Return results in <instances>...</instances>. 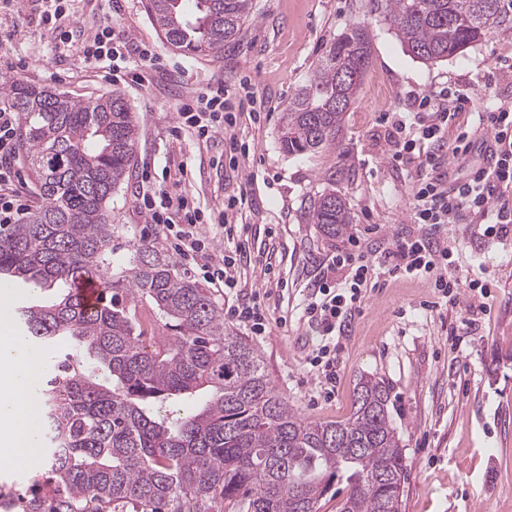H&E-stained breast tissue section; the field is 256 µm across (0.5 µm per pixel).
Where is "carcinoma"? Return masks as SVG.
Masks as SVG:
<instances>
[{
    "instance_id": "cac0c4a2",
    "label": "carcinoma",
    "mask_w": 512,
    "mask_h": 512,
    "mask_svg": "<svg viewBox=\"0 0 512 512\" xmlns=\"http://www.w3.org/2000/svg\"><path fill=\"white\" fill-rule=\"evenodd\" d=\"M406 51L445 60L488 32L512 30L502 0H369ZM167 43L221 51L240 34L252 0H149ZM357 24L326 46L282 114L284 151L336 144L369 63ZM22 123L28 168L43 205L22 224L0 225V277L56 290L20 309L32 341L64 358L42 382L41 452L50 491L26 512H319L331 486L339 512H401L406 458L377 379L356 385L344 421L307 422L277 394L261 354L224 324L208 289L144 239L112 274V192L130 177L139 125L119 93L80 101L0 75ZM307 220L328 237L352 223L336 190L310 203ZM98 279L99 304L73 291ZM205 392L195 409L159 417L154 407Z\"/></svg>"
}]
</instances>
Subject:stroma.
I'll return each instance as SVG.
<instances>
[{
  "mask_svg": "<svg viewBox=\"0 0 512 512\" xmlns=\"http://www.w3.org/2000/svg\"><path fill=\"white\" fill-rule=\"evenodd\" d=\"M40 10L38 0H0V73L81 100L119 92L139 124L133 177L112 194V215L121 226L113 272L127 266L141 236L163 239L161 228L145 224L133 203L142 169L164 191L193 197L207 213L246 192L237 220L247 229L251 260L240 265V283L244 292L263 294L270 324L262 336L241 326L236 332L261 354L275 391L307 420L342 421L353 412L358 380L375 377L389 393V414L406 457L401 512H512V239L480 235L472 224L448 227L449 275L493 285L491 311L477 314L475 326L466 323L469 290H462L457 307H430L434 274L368 289L338 356L333 394L305 370L315 337L302 319L320 263L347 242L307 223L310 200L336 190L350 209L351 234L373 250L413 231L419 165L391 164L390 128L382 116L401 111L408 92L467 87L497 57L512 55V32L487 34L456 56L426 64L404 50L390 22L371 15L368 0H253L238 39L201 55L166 43L147 0H124L113 28L145 41L164 65L141 88L86 76L76 56L55 54L58 31L41 25ZM354 24L366 27L371 55L335 146L285 153L283 112L325 45ZM217 83L253 100L236 128L249 147L246 164L258 175L247 187L216 165L223 137L202 142L171 133L185 87ZM452 328L459 344L448 339Z\"/></svg>",
  "mask_w": 512,
  "mask_h": 512,
  "instance_id": "35a3bbf8",
  "label": "stroma"
}]
</instances>
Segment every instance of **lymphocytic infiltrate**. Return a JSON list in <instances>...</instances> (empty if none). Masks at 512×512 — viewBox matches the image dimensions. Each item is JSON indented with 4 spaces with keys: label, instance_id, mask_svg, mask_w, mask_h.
I'll list each match as a JSON object with an SVG mask.
<instances>
[{
    "label": "lymphocytic infiltrate",
    "instance_id": "obj_1",
    "mask_svg": "<svg viewBox=\"0 0 512 512\" xmlns=\"http://www.w3.org/2000/svg\"><path fill=\"white\" fill-rule=\"evenodd\" d=\"M81 62L89 73L145 86L159 69L153 50L130 34L115 32L111 16H104L95 28L82 31L78 44ZM472 99L469 89L440 90L438 94L415 93L408 97L405 109L389 112L384 120L391 125L392 159L410 163L417 140L408 138L406 126L415 122L420 139L432 141L433 151L426 155L415 182L411 223L414 233L395 237L379 255H370L367 245L357 236L330 256L319 267L314 290L302 307V316L315 330L319 342L307 356L311 373L321 377L327 387L336 383V355L342 341L350 335L352 324L372 281L380 277L420 276L434 269H447L453 255L442 236L447 225L470 220L481 224L486 234L512 235V102L477 113L474 127L456 125L455 118ZM244 102L231 97L223 85L195 90L181 99L178 122L197 139L224 136V152L232 170H239V156L245 147L235 131L237 113ZM18 113L0 107V224H18L31 210V201L15 169L18 154ZM487 134L494 143L490 167L478 168L463 177L456 188H449L446 168L467 148L473 130ZM147 223L164 226L173 253L185 265L198 270L217 288L235 294L227 317L248 327L254 335H263L269 325L266 306L259 294L238 295L236 258L246 255L245 243H237L234 254H215L201 226L208 218L188 197H174L152 187L142 179L135 199Z\"/></svg>",
    "mask_w": 512,
    "mask_h": 512
}]
</instances>
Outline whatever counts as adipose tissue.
I'll list each match as a JSON object with an SVG mask.
<instances>
[{
  "instance_id": "obj_1",
  "label": "adipose tissue",
  "mask_w": 512,
  "mask_h": 512,
  "mask_svg": "<svg viewBox=\"0 0 512 512\" xmlns=\"http://www.w3.org/2000/svg\"><path fill=\"white\" fill-rule=\"evenodd\" d=\"M11 300V293L0 294V464L19 468L41 449L38 400L44 371L39 354L12 327Z\"/></svg>"
}]
</instances>
